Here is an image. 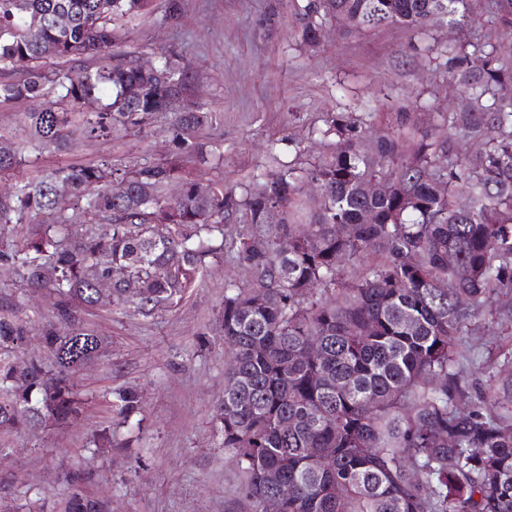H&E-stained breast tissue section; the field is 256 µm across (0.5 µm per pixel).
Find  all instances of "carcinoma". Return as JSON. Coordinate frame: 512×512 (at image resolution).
Masks as SVG:
<instances>
[{
  "label": "carcinoma",
  "mask_w": 512,
  "mask_h": 512,
  "mask_svg": "<svg viewBox=\"0 0 512 512\" xmlns=\"http://www.w3.org/2000/svg\"><path fill=\"white\" fill-rule=\"evenodd\" d=\"M147 3L0 0V104L58 97L26 113L27 140L0 152L1 179L29 149L60 152L75 134L141 132L161 114H171L176 141L158 161L59 165L0 195L1 224L54 214L0 260L20 288L56 296L48 324L0 307V429L78 420L86 399L73 375L104 344L79 312L99 304L101 283L148 318L183 298L224 249V222L238 220L246 224L239 259L254 280L225 286L217 324L230 361L215 414L241 475L242 512H265L281 483L291 492L280 512H512V380L488 396L458 364L468 319L512 290V67L498 63L494 45L462 46L451 58L467 105L443 124L463 133L469 155L450 134L401 153L407 114L372 144L349 118L331 117L322 134L338 137L336 150L303 169L321 189L312 220L297 224L292 167L244 197L222 182L198 193L184 162H209L200 133L215 116L189 94L195 74L174 55L146 70L139 56L114 50V22ZM497 9L512 35V0H497ZM474 16L475 0H307L299 23L312 46L332 19L360 32L420 31ZM49 59L79 67L80 78L46 69ZM173 97L187 101L184 111L170 112ZM114 178L126 183L124 195L108 189ZM374 180L387 191L365 193ZM278 230L290 241L286 253L269 241ZM371 254L381 260L342 286ZM33 336L46 355L21 367L16 353ZM109 405L112 422L88 441L95 453L129 447L114 444L117 429H141L137 390L112 391ZM92 478L81 469L66 475L60 512H105L86 492Z\"/></svg>",
  "instance_id": "cac0c4a2"
}]
</instances>
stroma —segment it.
Masks as SVG:
<instances>
[{
    "label": "stroma",
    "mask_w": 512,
    "mask_h": 512,
    "mask_svg": "<svg viewBox=\"0 0 512 512\" xmlns=\"http://www.w3.org/2000/svg\"><path fill=\"white\" fill-rule=\"evenodd\" d=\"M496 0H479L473 22L423 31L386 27L354 32L329 21L319 47L306 46L288 0H180L179 21H169L170 0H152L147 14L124 21L117 48L142 58L158 51L181 55L194 71L195 100L217 120L203 133L219 163L193 164L203 185L220 181L242 192L268 175L330 154V116L357 119L367 133L395 126L406 112L418 134L442 132L441 113L456 112L464 95L449 78L454 47L495 44L512 67V39L502 36ZM168 118L142 132L107 141L74 140L62 153L28 154L24 176L59 163L85 164L109 156L150 162L171 149ZM247 278L235 251H225L176 305L142 317L132 305L104 301L81 312L83 323L105 339L98 357L75 378L96 397L72 424L37 433L0 430V476L10 497H30L53 512L65 472L87 466L88 493L110 512H240V475L225 451L214 405L224 392V343L211 329L228 282ZM20 317H54L53 295H25L0 267V304ZM481 387L512 375V292L495 295L468 323L460 359ZM134 386L144 398L143 430L130 447L90 456L93 430L111 420L104 396Z\"/></svg>",
    "instance_id": "obj_1"
}]
</instances>
